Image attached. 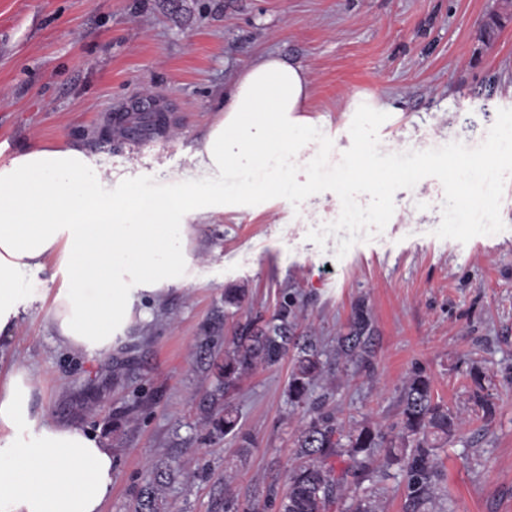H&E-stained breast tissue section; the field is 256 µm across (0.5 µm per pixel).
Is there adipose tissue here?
<instances>
[{
  "mask_svg": "<svg viewBox=\"0 0 512 512\" xmlns=\"http://www.w3.org/2000/svg\"><path fill=\"white\" fill-rule=\"evenodd\" d=\"M304 66L271 54L242 68L190 163L219 177L180 184L177 197L128 187L101 190L96 158L81 143L34 146L0 158V337L13 331L42 273L52 297L44 320L61 345L104 354L136 321L141 298L161 303L192 279L198 260L191 219L222 212L226 198L275 190L291 197L319 183L320 117L310 115ZM266 172L244 185L230 168ZM40 381L23 365L0 382V512H102L116 460L98 433L34 416Z\"/></svg>",
  "mask_w": 512,
  "mask_h": 512,
  "instance_id": "obj_1",
  "label": "adipose tissue"
}]
</instances>
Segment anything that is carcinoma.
<instances>
[{
	"label": "carcinoma",
	"instance_id": "carcinoma-1",
	"mask_svg": "<svg viewBox=\"0 0 512 512\" xmlns=\"http://www.w3.org/2000/svg\"><path fill=\"white\" fill-rule=\"evenodd\" d=\"M214 346L211 336L200 344V361L215 375L202 409L210 434L231 435L241 448L253 447L254 441L239 427L228 396L258 367L291 359L288 402L307 409L294 439V461L278 512H379L376 477L389 476L394 465L406 482L404 512H429L442 480L438 450L457 435L464 420L435 399L431 377L423 370L412 371L405 381L399 397V431L392 436L369 420L343 424L324 410L322 398H312L324 373L325 351L317 337L297 334L290 296L283 295L270 317L256 315L237 323L224 357L213 356ZM374 357L373 320L360 300L352 307L346 333L336 340V361L367 369ZM474 380V405L489 414L493 403L482 394V377ZM174 478L169 466H156L138 494L135 512H166L165 491Z\"/></svg>",
	"mask_w": 512,
	"mask_h": 512
}]
</instances>
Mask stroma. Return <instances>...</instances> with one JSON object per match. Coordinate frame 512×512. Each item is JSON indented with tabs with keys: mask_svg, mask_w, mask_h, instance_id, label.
<instances>
[{
	"mask_svg": "<svg viewBox=\"0 0 512 512\" xmlns=\"http://www.w3.org/2000/svg\"><path fill=\"white\" fill-rule=\"evenodd\" d=\"M503 0H0V154L78 139L117 195L124 177L141 191L174 194L205 180L186 160L212 123L224 88L255 57L305 66L312 106L338 163L351 145V101L393 111L379 129L381 153L481 144L498 109L512 108V21L491 43L481 28ZM154 96L169 117L141 141L114 121L134 99ZM444 199L427 177L396 192L382 233L336 258L310 230L335 221L336 195L300 207L282 198L195 221L204 255L187 286L171 290L150 322L130 325L112 350H66L39 306L0 339V376L14 364L43 382L31 410L98 432L117 465L103 512H132L149 469L179 475L167 512H224V495L264 506L285 492L303 415L288 401L290 360L245 376L229 402L254 447L215 438L199 409L213 386L197 359L204 336L229 346L224 291H245L242 314L270 315L283 293L297 301L298 330L318 337L326 371L315 389L344 421L390 428L417 368L434 394L465 420L440 449L443 479L432 512H512V179L501 201L504 231L467 243L440 239ZM376 329L372 372L336 361V338L356 300ZM495 404L474 405V372ZM233 474L225 482V474Z\"/></svg>",
	"mask_w": 512,
	"mask_h": 512,
	"instance_id": "35a3bbf8",
	"label": "stroma"
}]
</instances>
